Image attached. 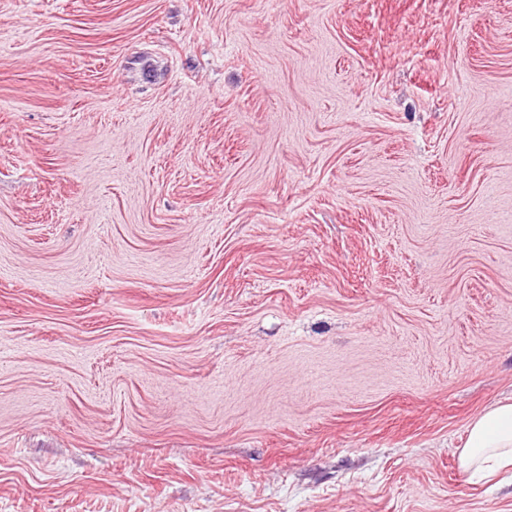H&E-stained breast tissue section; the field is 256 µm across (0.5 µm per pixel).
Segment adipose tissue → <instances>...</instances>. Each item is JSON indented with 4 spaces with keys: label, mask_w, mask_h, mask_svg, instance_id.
<instances>
[{
    "label": "adipose tissue",
    "mask_w": 512,
    "mask_h": 512,
    "mask_svg": "<svg viewBox=\"0 0 512 512\" xmlns=\"http://www.w3.org/2000/svg\"><path fill=\"white\" fill-rule=\"evenodd\" d=\"M459 460L471 476L512 466V403L498 404L472 419Z\"/></svg>",
    "instance_id": "1"
}]
</instances>
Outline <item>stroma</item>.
Here are the masks:
<instances>
[{"instance_id":"stroma-1","label":"stroma","mask_w":512,"mask_h":512,"mask_svg":"<svg viewBox=\"0 0 512 512\" xmlns=\"http://www.w3.org/2000/svg\"><path fill=\"white\" fill-rule=\"evenodd\" d=\"M512 0H0V512H512ZM459 460L469 476H491L512 466V403H500L474 417Z\"/></svg>"}]
</instances>
